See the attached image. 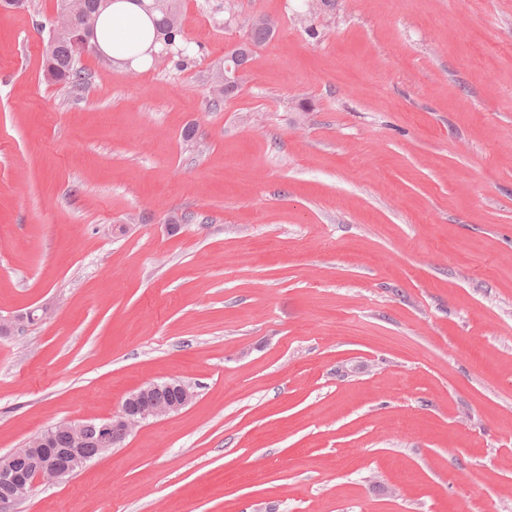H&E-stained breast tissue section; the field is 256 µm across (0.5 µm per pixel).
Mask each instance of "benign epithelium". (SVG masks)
I'll use <instances>...</instances> for the list:
<instances>
[{"label":"benign epithelium","mask_w":512,"mask_h":512,"mask_svg":"<svg viewBox=\"0 0 512 512\" xmlns=\"http://www.w3.org/2000/svg\"><path fill=\"white\" fill-rule=\"evenodd\" d=\"M233 65L224 68V93L235 89L246 69V63L239 54L227 56ZM178 391L174 401L146 400V397L163 389ZM195 397L192 387L182 381L150 383L132 393L124 400L115 415L100 420L97 424L95 447L105 452L116 440L133 433L143 422L168 416L180 411ZM65 430L71 435V447L55 451H44L36 446L16 448L0 457V486L10 490L12 501L23 499L36 485L50 483L63 477L67 472L86 463L87 456L84 426L81 423H65Z\"/></svg>","instance_id":"obj_1"}]
</instances>
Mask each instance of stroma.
<instances>
[{
	"mask_svg": "<svg viewBox=\"0 0 512 512\" xmlns=\"http://www.w3.org/2000/svg\"><path fill=\"white\" fill-rule=\"evenodd\" d=\"M56 7L0 13V455L195 398L12 512H512V0H181L71 89ZM272 25L274 26L273 21L267 17H253V19L250 21V24L248 25L247 39L244 44H242L236 49V51H240L241 53H247V61H249V56L252 52V49H249L247 45H251L254 47L268 40L273 32ZM225 60H232L234 65L233 67L231 65L225 66L222 70L216 71L212 77V84L216 82L214 94L211 99L212 105L215 107L224 102V93L227 94L238 86L240 77L247 65L240 54L229 55L225 57ZM222 77L224 78V92L218 93L216 88L223 83Z\"/></svg>",
	"mask_w": 512,
	"mask_h": 512,
	"instance_id": "obj_1",
	"label": "stroma"
}]
</instances>
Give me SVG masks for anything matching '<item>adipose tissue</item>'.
Listing matches in <instances>:
<instances>
[{"label":"adipose tissue","mask_w":512,"mask_h":512,"mask_svg":"<svg viewBox=\"0 0 512 512\" xmlns=\"http://www.w3.org/2000/svg\"><path fill=\"white\" fill-rule=\"evenodd\" d=\"M96 34L100 49L115 62L134 70L151 63L152 24L137 0H113Z\"/></svg>","instance_id":"1"}]
</instances>
